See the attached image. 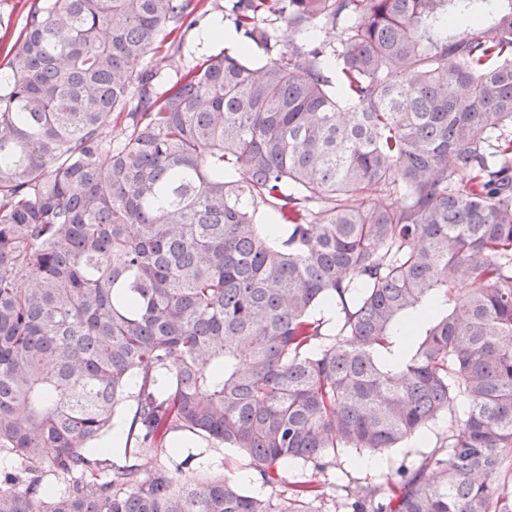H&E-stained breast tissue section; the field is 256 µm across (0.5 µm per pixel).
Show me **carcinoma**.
Segmentation results:
<instances>
[{
  "mask_svg": "<svg viewBox=\"0 0 512 512\" xmlns=\"http://www.w3.org/2000/svg\"><path fill=\"white\" fill-rule=\"evenodd\" d=\"M200 2L50 0L6 53L0 512H270L139 460L187 432L276 483L447 415L373 512H512V0H231L266 63L164 82Z\"/></svg>",
  "mask_w": 512,
  "mask_h": 512,
  "instance_id": "obj_1",
  "label": "carcinoma"
}]
</instances>
